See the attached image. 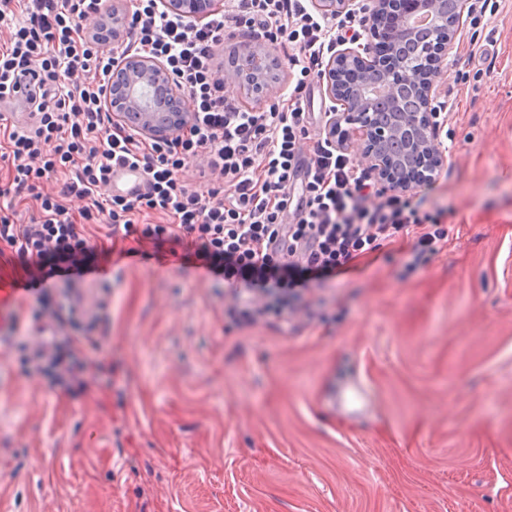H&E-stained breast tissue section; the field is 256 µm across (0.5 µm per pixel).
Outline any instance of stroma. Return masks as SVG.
I'll list each match as a JSON object with an SVG mask.
<instances>
[{"instance_id": "obj_1", "label": "stroma", "mask_w": 512, "mask_h": 512, "mask_svg": "<svg viewBox=\"0 0 512 512\" xmlns=\"http://www.w3.org/2000/svg\"><path fill=\"white\" fill-rule=\"evenodd\" d=\"M448 159L409 241L239 328L234 284L111 249V389L68 397L0 361V512H512V0L468 19L434 83ZM370 394L349 410L352 381Z\"/></svg>"}]
</instances>
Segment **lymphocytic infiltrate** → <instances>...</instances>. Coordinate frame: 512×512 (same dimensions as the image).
Listing matches in <instances>:
<instances>
[{
	"instance_id": "1",
	"label": "lymphocytic infiltrate",
	"mask_w": 512,
	"mask_h": 512,
	"mask_svg": "<svg viewBox=\"0 0 512 512\" xmlns=\"http://www.w3.org/2000/svg\"><path fill=\"white\" fill-rule=\"evenodd\" d=\"M106 10V0H0V30L9 33L0 45V105H12L21 76L35 79L26 98L31 123L0 122V166L9 174L0 188V254L30 269L66 264L69 302L42 288L31 332L15 345L22 364L50 373L52 388L86 392L113 370L104 335L79 313L83 270L97 259L87 228L137 236L241 284L251 302L227 314L248 324L296 311L302 290L396 239L413 241L403 264L408 275L439 253L449 230L424 210L426 195L372 200L371 171L337 145L336 129L304 147L303 93L337 41L355 31V18L315 16L308 0H229L224 12L197 22L162 10L159 0H136L125 49L160 60L191 112L186 128L156 140L112 119L115 58L104 49L106 36L81 25ZM230 30L288 51V64L299 70L288 99L257 111L225 95L215 55ZM117 165L142 169L147 192L100 199ZM59 173L58 191L42 193ZM29 197L37 212L16 223L15 206ZM72 198L83 203L75 213ZM290 210L292 224L285 221ZM149 213L164 223L138 225Z\"/></svg>"
}]
</instances>
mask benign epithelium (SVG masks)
Listing matches in <instances>:
<instances>
[{
	"instance_id": "7a95c632",
	"label": "benign epithelium",
	"mask_w": 512,
	"mask_h": 512,
	"mask_svg": "<svg viewBox=\"0 0 512 512\" xmlns=\"http://www.w3.org/2000/svg\"><path fill=\"white\" fill-rule=\"evenodd\" d=\"M372 20L361 37L339 50L327 63L322 80L326 94L342 106L336 127L347 125V136L384 188L408 189L447 163L437 148L439 126L433 122V86L464 26L468 0H458L448 15L445 0H368ZM166 11L195 18L219 12L224 0H162ZM360 0H312L325 16L357 10ZM426 14L433 19L429 41L418 64H407L406 45L418 38L410 20ZM125 14L112 7V44L123 36ZM273 54L245 47L224 68L225 79L259 97L277 70ZM112 118L150 138L171 137L184 128L190 112L165 66L148 56L130 58L112 71Z\"/></svg>"
}]
</instances>
